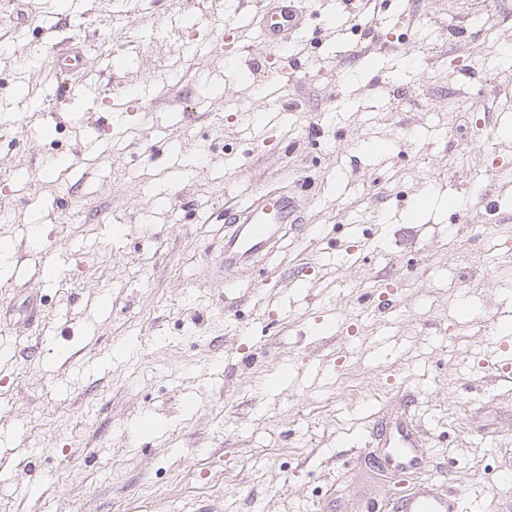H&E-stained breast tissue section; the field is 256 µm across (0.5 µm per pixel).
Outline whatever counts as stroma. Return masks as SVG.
Instances as JSON below:
<instances>
[{
  "label": "stroma",
  "mask_w": 512,
  "mask_h": 512,
  "mask_svg": "<svg viewBox=\"0 0 512 512\" xmlns=\"http://www.w3.org/2000/svg\"><path fill=\"white\" fill-rule=\"evenodd\" d=\"M303 3L273 110L207 44L229 19L252 44V0H81L84 82L119 49L198 102L116 138L77 98L45 126L49 19L0 0V303L42 297L38 351L0 346V512H355V451L406 406L460 512H512V381L478 369L512 312V0ZM298 180L310 231L225 308L220 205ZM431 187L477 208H418Z\"/></svg>",
  "instance_id": "obj_1"
}]
</instances>
